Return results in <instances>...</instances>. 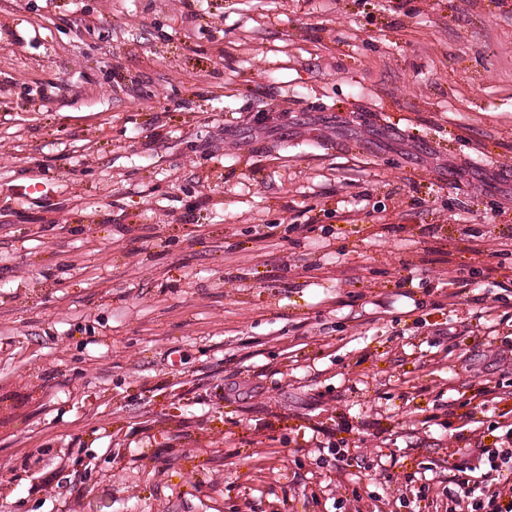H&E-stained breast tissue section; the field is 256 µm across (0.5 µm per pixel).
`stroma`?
<instances>
[{"label": "stroma", "instance_id": "obj_1", "mask_svg": "<svg viewBox=\"0 0 512 512\" xmlns=\"http://www.w3.org/2000/svg\"><path fill=\"white\" fill-rule=\"evenodd\" d=\"M512 424V0H0V512H446Z\"/></svg>", "mask_w": 512, "mask_h": 512}]
</instances>
